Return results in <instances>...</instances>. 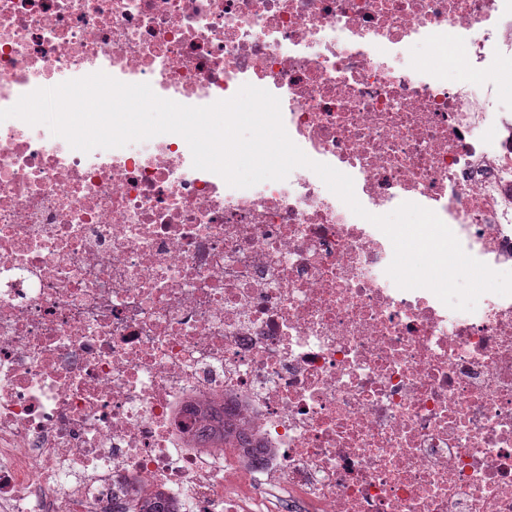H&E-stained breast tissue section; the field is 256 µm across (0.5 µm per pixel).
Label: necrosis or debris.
<instances>
[{"label": "necrosis or debris", "instance_id": "4bbe7bcc", "mask_svg": "<svg viewBox=\"0 0 512 512\" xmlns=\"http://www.w3.org/2000/svg\"><path fill=\"white\" fill-rule=\"evenodd\" d=\"M453 45L417 70L415 49ZM512 0H0V109L104 72L246 84L384 215L512 267ZM490 73L494 85L474 76ZM310 169L0 122V512H512V296L454 311Z\"/></svg>", "mask_w": 512, "mask_h": 512}]
</instances>
